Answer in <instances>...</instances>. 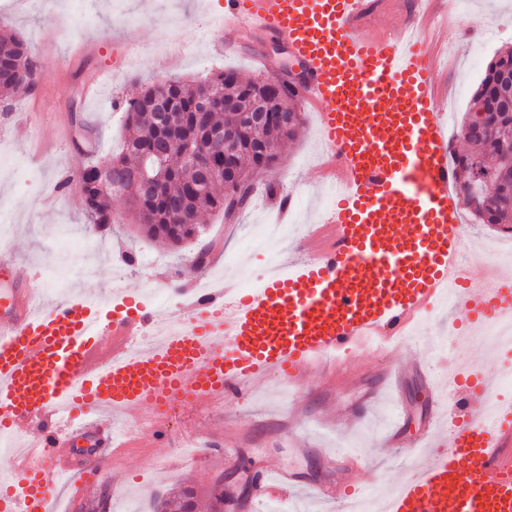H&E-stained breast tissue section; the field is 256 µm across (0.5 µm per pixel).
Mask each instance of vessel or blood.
<instances>
[{
	"mask_svg": "<svg viewBox=\"0 0 512 512\" xmlns=\"http://www.w3.org/2000/svg\"><path fill=\"white\" fill-rule=\"evenodd\" d=\"M366 17V0H224L219 20L274 37L302 64L295 87L339 164L326 186L327 241L306 260L258 289L226 285L195 304L182 331L134 350L129 340L157 323L139 293L44 305L0 255V431L37 427L13 457L18 485L0 481V512H54L61 478L73 500L86 499L119 450L112 414L147 409L141 428L161 437L170 403L220 401L269 375L293 383L313 360L391 342L449 291L470 330L512 316L511 272L478 283L460 270L437 58L415 19L378 40ZM495 384L467 358L435 387L426 455L387 512H512V400L488 414ZM296 483L265 473L259 494L278 500Z\"/></svg>",
	"mask_w": 512,
	"mask_h": 512,
	"instance_id": "vessel-or-blood-1",
	"label": "vessel or blood"
}]
</instances>
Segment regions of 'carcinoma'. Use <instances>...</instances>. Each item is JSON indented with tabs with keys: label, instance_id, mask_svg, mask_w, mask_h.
Listing matches in <instances>:
<instances>
[{
	"label": "carcinoma",
	"instance_id": "carcinoma-1",
	"mask_svg": "<svg viewBox=\"0 0 512 512\" xmlns=\"http://www.w3.org/2000/svg\"><path fill=\"white\" fill-rule=\"evenodd\" d=\"M35 69L33 55L27 42L13 33H0V93L9 95L19 90ZM258 81L242 82L232 71H223L212 76L206 83L190 87L176 79L168 83L163 96L166 98L168 120L180 124L184 113L195 110L196 101L205 88L215 89L217 106L209 112L206 122L214 127L239 128L238 151L231 154L227 162L240 174L249 172L245 163L257 166L264 161L273 167L279 160L277 146L294 139L305 123V113L298 111L295 100L299 94L286 88L280 96L259 98ZM158 92L150 85L126 101L127 137L121 151L105 162L110 166L122 164L128 169L139 167L143 154L129 149L132 143L150 150L158 145L157 115L150 109L152 99ZM512 47L496 52L487 63L483 75L471 97V108L464 117L459 133L471 146L472 151L459 154L449 152V163L455 170L463 172L455 184L456 193L467 212L481 224H493L505 232H512ZM263 102L264 108L273 114L293 112L295 122L283 129L270 121L262 126H247L243 113ZM230 107H224V103ZM265 143L273 151L259 158L256 146ZM170 177L166 178L161 194L136 199L121 191L120 187L99 182L93 177L100 165L90 163L79 167L74 178L81 185L87 204L88 216L96 224L112 223V198L123 195L135 213L141 232L172 247L199 237L203 233L200 217L205 212L224 211V194L218 188L224 181L212 184L201 183L194 168L178 149L165 159ZM480 167L487 184L473 191L471 173ZM186 198L188 203L179 216H171L166 208V199Z\"/></svg>",
	"mask_w": 512,
	"mask_h": 512
}]
</instances>
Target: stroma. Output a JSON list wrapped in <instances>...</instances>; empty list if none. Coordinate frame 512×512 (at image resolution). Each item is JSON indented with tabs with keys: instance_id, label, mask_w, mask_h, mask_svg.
<instances>
[{
	"instance_id": "1",
	"label": "stroma",
	"mask_w": 512,
	"mask_h": 512,
	"mask_svg": "<svg viewBox=\"0 0 512 512\" xmlns=\"http://www.w3.org/2000/svg\"><path fill=\"white\" fill-rule=\"evenodd\" d=\"M222 0H0V31L21 36L34 54L36 80L31 92L13 96L11 111L0 112V252H9L20 278L41 282L52 271L46 301L73 292L108 298L111 286L148 295L168 293L161 312L188 313L189 291L206 274L240 278L263 274L268 253L253 238L255 225L276 220L275 194L291 195L292 234L282 251L287 262L307 252L328 196L325 145L315 113L300 109L306 123L284 144L274 175H260L248 209L229 217L204 215L200 238L171 249L143 236L124 200L112 203L119 215L106 233L92 231L74 171L102 163L123 144L124 104L138 82L180 78L196 84L232 70L240 78H265L297 70V61L277 53L272 42L214 26ZM411 0H377L367 18L372 35L394 34L407 19ZM448 54L436 76L448 136L456 150L464 144L457 130L473 88L494 53L512 45V0H461L444 17ZM262 52L264 64L252 54ZM105 80L95 95L83 93L95 74ZM275 191H268L269 178ZM460 220L472 252L470 268L482 275L488 265L512 253V234L478 223L468 212ZM457 320L444 305L419 320L412 340L391 347L389 355L364 349L342 366L313 363L295 386L273 378L254 384L247 396L193 409L175 408L167 428L172 445L201 435L211 450L200 463L178 460L176 468H156L155 447L140 436L134 417L116 424L130 445L112 461L104 485L86 501L61 512H152L154 500L179 488L195 493V512H210L217 485L246 489L231 512H264L254 476L264 469L295 473L300 490L333 487L350 480L369 491L395 485L414 462L413 448L389 446V431L401 422L406 436L421 431L429 417L425 391L443 382L450 355L439 354L442 339ZM404 368L399 394L383 388L387 364ZM372 410H365L369 396Z\"/></svg>"
}]
</instances>
